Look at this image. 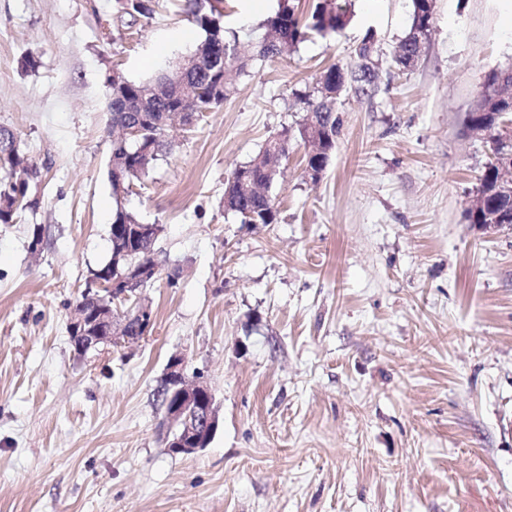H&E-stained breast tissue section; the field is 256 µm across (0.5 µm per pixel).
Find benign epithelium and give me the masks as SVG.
<instances>
[{
  "label": "benign epithelium",
  "mask_w": 512,
  "mask_h": 512,
  "mask_svg": "<svg viewBox=\"0 0 512 512\" xmlns=\"http://www.w3.org/2000/svg\"><path fill=\"white\" fill-rule=\"evenodd\" d=\"M122 142L135 143L140 122H121L116 126ZM141 250L156 248V233L150 224L135 226ZM113 256L101 272L95 287L84 291L72 307L68 328L79 339L77 350L85 354L117 340L128 342L127 328L135 320L144 331L150 329L153 314L142 302V291L152 281L157 269L132 259L123 240L110 238ZM164 417L168 424V448L177 454L191 455L204 450L212 441L219 423L215 397L207 381L185 376V357L175 354L167 362L160 381Z\"/></svg>",
  "instance_id": "1"
}]
</instances>
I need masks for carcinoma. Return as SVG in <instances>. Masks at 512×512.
Here are the masks:
<instances>
[{
    "instance_id": "carcinoma-1",
    "label": "carcinoma",
    "mask_w": 512,
    "mask_h": 512,
    "mask_svg": "<svg viewBox=\"0 0 512 512\" xmlns=\"http://www.w3.org/2000/svg\"><path fill=\"white\" fill-rule=\"evenodd\" d=\"M411 22L405 35L399 40L393 54V62L402 69L411 68V56L419 53L414 31L425 28L431 21L435 0H412ZM118 13L129 16L147 17L152 9L142 0H115ZM191 14L203 37L196 44L189 64L195 70L187 73L188 86L169 84L160 92L167 99L163 110L145 113L148 122L139 140V146L124 150L118 141H112V153L126 156L127 175L130 183L145 175L168 142L170 125L164 122L165 111L190 98V107L196 112H206L224 103L231 90L229 82H220L224 75L234 72L241 74L247 66L248 57L238 49V36L228 34L224 27L221 11L214 5L192 4ZM351 21V11L343 0H319L310 18L303 21L297 13L296 0H279L276 12L265 20L266 36L254 49V56L260 58H286L296 52L299 44L312 35L324 37L342 31ZM187 64V65H189ZM176 62L167 69L149 77L130 80L122 73L113 72L112 78V121L123 117H137L139 113L128 108L136 105L141 93L156 83L163 75H173L187 68ZM348 69L332 64L324 69L311 91L295 92L296 104L306 112V119L299 124L297 135L283 129L269 139L260 158L243 165L228 180L224 196L225 211L236 216L242 224H275L277 209L273 198L258 194L257 188L274 181L281 174V154L288 152L292 138L305 143L320 138L318 152L308 153L305 168L320 173L326 171L336 144L339 119L336 117V100L346 91ZM224 88H219V84ZM512 124V65L491 72L474 107L468 113L467 125L472 131L482 133L497 130ZM491 159L477 178L475 206L466 210V219L471 224H488L490 216L500 214L503 221L512 225V193L501 191L506 184V173L502 171L494 156L498 152V141L486 139ZM41 179L40 170L24 162L21 152L12 155L0 150V201H10L9 209H0V224H14L22 214L32 208L28 183Z\"/></svg>"
}]
</instances>
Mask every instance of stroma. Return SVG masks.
Returning a JSON list of instances; mask_svg holds the SVG:
<instances>
[{"instance_id":"1","label":"stroma","mask_w":512,"mask_h":512,"mask_svg":"<svg viewBox=\"0 0 512 512\" xmlns=\"http://www.w3.org/2000/svg\"><path fill=\"white\" fill-rule=\"evenodd\" d=\"M277 4L224 0V25L250 45ZM151 5L132 22L113 0H0V126L42 171L37 207L0 224V512H512V228L465 218L487 160L465 117L512 63V0H436L405 72L412 0H352L342 31L251 60L118 200L107 76L201 38L187 0ZM370 31L378 74L338 99L321 182L298 141L277 223L225 212L231 173L303 121L293 90L354 67ZM120 205L163 227L153 325L82 355L69 312ZM176 353L219 413L194 455L169 450L157 393Z\"/></svg>"}]
</instances>
